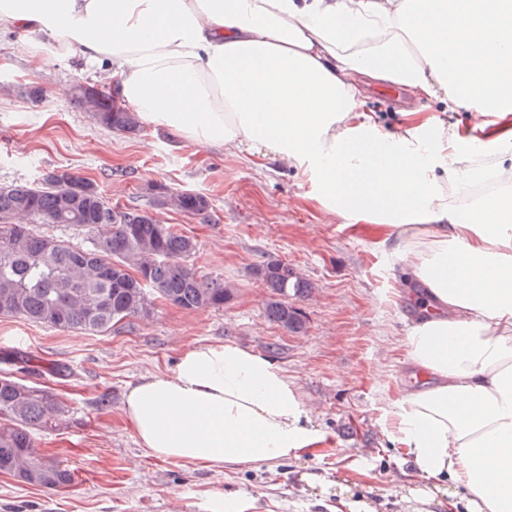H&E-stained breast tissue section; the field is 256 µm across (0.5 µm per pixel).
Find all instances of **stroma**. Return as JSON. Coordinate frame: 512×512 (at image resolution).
<instances>
[{"mask_svg":"<svg viewBox=\"0 0 512 512\" xmlns=\"http://www.w3.org/2000/svg\"><path fill=\"white\" fill-rule=\"evenodd\" d=\"M27 49L0 30V185L74 170L122 207L144 206L153 185L204 194L210 223L173 210L160 217L195 239L190 265L223 278L235 296L223 308L195 311L159 299L150 319L101 335L0 317V375L36 383L65 404V424L39 434L36 446L75 474L57 492L0 474V512H213V498L224 491L237 496L226 512H336L340 484L376 512H409L399 486L429 483L411 480L389 438L391 402L422 378L400 344L415 313L398 289L401 264L391 245L323 217L288 166L259 172L243 158L199 150L166 131L96 125L57 89L83 83L104 91V76L63 62L32 66ZM373 99L390 125L408 110L443 111L392 87ZM270 258L291 264L313 287L300 304L303 333L267 317L268 292L251 269ZM201 343H233L281 368L324 434L321 445L278 465L220 471L150 456L123 419L125 396L142 378L171 372ZM57 366L67 368V378L52 375Z\"/></svg>","mask_w":512,"mask_h":512,"instance_id":"obj_1","label":"stroma"}]
</instances>
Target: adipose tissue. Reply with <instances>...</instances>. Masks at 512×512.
<instances>
[{"label": "adipose tissue", "instance_id": "1", "mask_svg": "<svg viewBox=\"0 0 512 512\" xmlns=\"http://www.w3.org/2000/svg\"><path fill=\"white\" fill-rule=\"evenodd\" d=\"M0 29L107 69L146 126L288 164L321 213L390 242L423 290L403 344L429 380L390 433L430 512H512V0H0ZM383 86L470 126L413 110L387 130ZM123 414L151 456L210 470L323 440L287 375L232 343L183 352Z\"/></svg>", "mask_w": 512, "mask_h": 512}]
</instances>
